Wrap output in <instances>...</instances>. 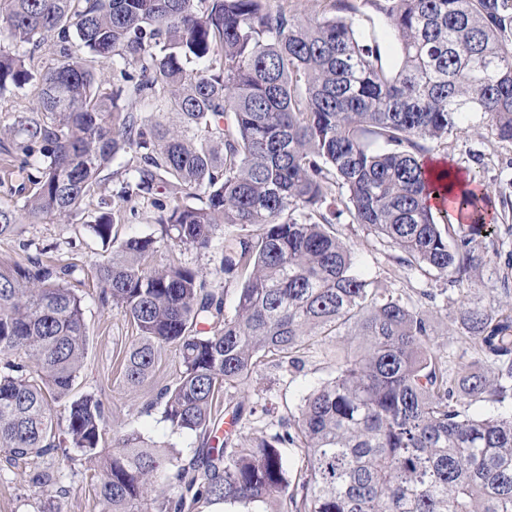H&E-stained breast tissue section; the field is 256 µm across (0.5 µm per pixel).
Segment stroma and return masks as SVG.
Listing matches in <instances>:
<instances>
[{
  "label": "stroma",
  "instance_id": "stroma-1",
  "mask_svg": "<svg viewBox=\"0 0 512 512\" xmlns=\"http://www.w3.org/2000/svg\"><path fill=\"white\" fill-rule=\"evenodd\" d=\"M465 126L450 136L443 155L450 162L475 172L491 197L512 191V143L502 141L490 130L481 113L467 114ZM138 154L128 153L105 171L106 178L99 193L87 197L82 212L72 221L45 219L39 222L20 218L13 235L0 237V260H23L27 256L46 253L58 263H78L80 269L69 286L81 296L87 325L88 345L83 370L72 391L73 397L92 394L104 404L108 422L100 441L102 452H111L116 440L136 431L146 440L173 447L183 459H190L199 438L192 433L175 432L162 421L160 407L153 399L161 385L171 381L178 369L174 355L163 352L151 382L135 388L124 385L120 353L135 336L130 324L111 306L102 304L92 265L112 253L111 245L103 244L85 227L96 216L102 199H111L112 210L119 221L114 230L118 239L128 237H159L161 228L156 219L162 193H150L120 199L118 192L125 171L134 169ZM334 229L337 236L354 252L358 273L416 308L429 311L433 328L432 343L444 360L456 363L472 356L470 344L457 334L456 325L462 307L470 304L497 305L501 299L493 284L502 258L493 259L484 268L485 287L468 293L450 290L447 281L418 269L401 267L397 253L369 228L351 223L342 216ZM200 271L211 288L222 292L226 309H233L241 282L228 278L220 270L221 250L192 248H161L149 255L150 265L161 267L171 261ZM336 339H320L316 349L300 357L298 365L279 366L269 362L260 367L236 396L255 408V415H244L237 428L239 441L248 442L278 430L281 419L297 412L306 395L329 379L336 368ZM52 466L62 471L61 486L38 487L30 476L38 467ZM97 477L85 457L72 452L29 461L14 462L0 452V512H46L58 506L61 512H102L96 490Z\"/></svg>",
  "mask_w": 512,
  "mask_h": 512
}]
</instances>
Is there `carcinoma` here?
<instances>
[{"instance_id":"obj_1","label":"carcinoma","mask_w":512,"mask_h":512,"mask_svg":"<svg viewBox=\"0 0 512 512\" xmlns=\"http://www.w3.org/2000/svg\"><path fill=\"white\" fill-rule=\"evenodd\" d=\"M365 2L398 42L395 67L376 36L358 34L353 0L307 20L266 0H0L12 39L0 46V95L37 79L36 105L0 127L4 161L37 172L21 211L77 216L101 173L132 151L140 163L120 196L164 188L160 241L207 250L218 238L220 271L242 280L229 313L195 269L148 267L152 237H129L94 264L103 304L135 329L125 383H144L174 349L178 370L152 404L203 444L186 462L131 432L103 456L101 400H72L63 424L51 412L85 358L82 301L65 285L74 267L0 260V449L10 460L78 450L100 471L103 512H512V254L499 304L461 313L473 356L450 369L429 312L360 278L331 231L346 213L399 264L460 290L485 286L512 198L493 205L465 170L450 189L448 170L429 164L470 112L512 142V0ZM49 31L53 58L36 78ZM136 99L181 113L182 128L132 111ZM17 223L0 207V237ZM86 228L116 240L110 212ZM342 334L359 344L336 349L335 376L281 430L213 446L219 405L242 419L245 400L231 389L269 358L292 365L313 340ZM476 403L488 411L470 412ZM290 445L302 458L294 471ZM63 477L42 470L32 482Z\"/></svg>"}]
</instances>
